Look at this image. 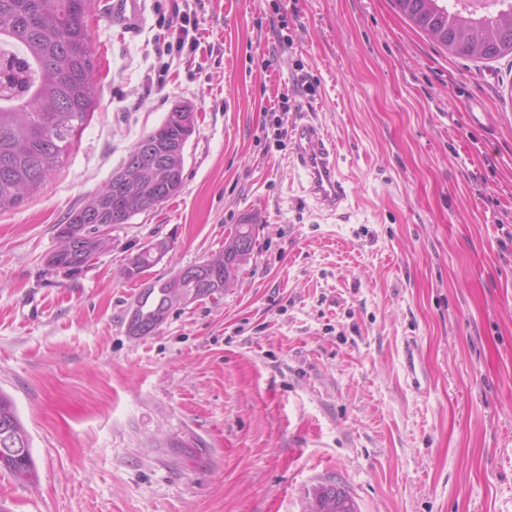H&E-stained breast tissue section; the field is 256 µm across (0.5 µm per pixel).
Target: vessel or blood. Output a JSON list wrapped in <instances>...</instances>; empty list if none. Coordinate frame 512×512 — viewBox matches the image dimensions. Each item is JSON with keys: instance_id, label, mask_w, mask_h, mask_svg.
I'll use <instances>...</instances> for the list:
<instances>
[{"instance_id": "1", "label": "vessel or blood", "mask_w": 512, "mask_h": 512, "mask_svg": "<svg viewBox=\"0 0 512 512\" xmlns=\"http://www.w3.org/2000/svg\"><path fill=\"white\" fill-rule=\"evenodd\" d=\"M114 10L119 20L129 28L141 21L139 0H116ZM295 157L309 178V191L317 205L330 214L344 213L347 195L343 186L334 144L312 120L301 122L294 133ZM418 349L414 342L404 346V364L414 387L427 388L428 378L418 368Z\"/></svg>"}]
</instances>
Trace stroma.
<instances>
[{
  "mask_svg": "<svg viewBox=\"0 0 512 512\" xmlns=\"http://www.w3.org/2000/svg\"><path fill=\"white\" fill-rule=\"evenodd\" d=\"M173 3L141 0L130 34L92 0L100 96L62 168L0 214V391L37 472H0V512H305L326 483L359 512H512V55H451L392 0H201L204 49L161 57ZM183 103L180 192L79 275L49 268L56 226ZM308 110L339 154L341 221L275 137ZM245 211L255 249L222 298L128 335L143 283L222 251ZM154 240L174 247L125 279ZM174 113H179L181 116H184V115H185V116H186V120H187V122H188V123H189V125H190V129H191V130H193V132L195 133V131H196L195 113H194L193 109H192L189 105H180V106L175 107V108L171 111V113H170V115H169L168 119H167L164 123L168 122V121L171 119L172 114H174ZM164 123H163V124H164ZM190 129H189V127H188V126H186V130H187V131H186V133H185V135H184V140H183L182 142H181V141H180V142H177L176 144H173V145L171 146L170 151H171V152H174V154H171V157H169V158H168V161H166L167 166H169V165H170L169 160H170L171 158H175L176 160H178V161H179V160H180V158H182V156H184L185 146H186V144L188 143L189 139H190V138L193 136V134H194V133H193V134L191 135ZM418 349L413 341H408L404 346V364L411 383L418 389H426L428 386L427 376L418 370Z\"/></svg>",
  "mask_w": 512,
  "mask_h": 512,
  "instance_id": "35a3bbf8",
  "label": "stroma"
}]
</instances>
